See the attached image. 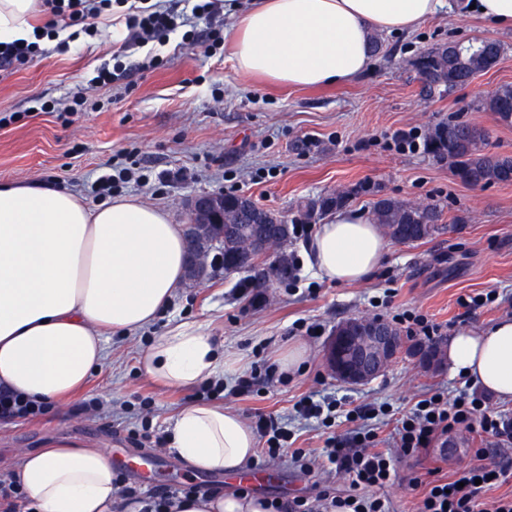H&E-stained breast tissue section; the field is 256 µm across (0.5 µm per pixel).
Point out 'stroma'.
Instances as JSON below:
<instances>
[{"instance_id":"stroma-1","label":"stroma","mask_w":512,"mask_h":512,"mask_svg":"<svg viewBox=\"0 0 512 512\" xmlns=\"http://www.w3.org/2000/svg\"><path fill=\"white\" fill-rule=\"evenodd\" d=\"M95 24L96 36H81L68 51L0 67V113L24 115L0 128V183L34 178L92 203L134 197L165 208L178 224L188 219L186 200L200 193L245 194L292 219L303 201L348 188L350 208L365 214L378 193L436 204L443 229L422 242L389 240L380 266L363 283L325 282L303 267L288 280H264L268 299L260 303L241 286L263 279L269 261L232 274L214 266L203 284L179 288L150 329L113 337L102 368L74 402L48 404L32 419L0 420V474L11 470L20 449L35 450L49 438L67 435L103 448L125 486L140 495L203 485L219 493L243 488L283 505L296 497L315 500L328 487L345 496L347 476L305 473L285 457L253 458L249 467L262 477L246 485L197 471L169 448V421L196 402L203 388H215L221 402L247 422L260 413L273 415L287 427L292 447L320 452L329 436L352 430L346 410L384 407L371 425L385 439L425 393L438 388L452 397L464 388V378L451 375L447 365L429 369L405 353L371 382L347 385L331 374L325 346L336 325L353 317L388 321L413 310L441 324L448 337L512 316V183L471 187L432 153L403 154L386 144L387 135L399 129L425 133L444 122H462L486 130L487 151L512 154V126L499 124L484 105L493 90L512 84V26L457 6L413 31L380 34V52L357 79L295 88L239 72L231 44L215 51L205 37L181 49L178 36H171L163 64L152 68L145 64L148 46L112 38L113 28L125 25L124 8L114 7ZM472 38L500 42L498 64L465 86L426 91L416 67L419 57ZM118 54L129 67L126 76L104 87L88 86L90 72ZM77 94L87 97L89 106L70 124L33 109L36 99L64 104ZM106 167H131L140 176L100 193L95 182ZM489 291L495 301L487 306L469 310L458 303ZM183 321L222 339L240 359L239 372L190 388H168L147 375L138 364L140 350ZM310 324L319 326V334L306 335ZM298 343L307 350L301 367L285 382L265 384V367L281 364ZM249 374L256 377L253 388L240 390V377ZM308 396L340 403L332 426L297 416L298 402ZM480 448L486 462L512 460V446L485 445L475 431L451 435L447 444H434L422 455L400 457L397 478L385 491L391 512H418L422 493L409 489L410 478H426L435 466L448 475L469 468ZM129 449L147 453L158 469L140 474L127 469Z\"/></svg>"}]
</instances>
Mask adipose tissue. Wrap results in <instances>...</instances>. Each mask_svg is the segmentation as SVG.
I'll use <instances>...</instances> for the list:
<instances>
[{
  "mask_svg": "<svg viewBox=\"0 0 512 512\" xmlns=\"http://www.w3.org/2000/svg\"><path fill=\"white\" fill-rule=\"evenodd\" d=\"M447 0H254L232 17L238 71L294 87L346 82L373 59L377 33L412 30ZM41 0H0V42L32 40ZM387 239L371 217L341 208L310 241L308 268L336 284L364 282ZM185 275L182 225L164 208L131 197L98 204L30 179L0 184V388L37 402L69 401L106 359L110 337L154 324ZM443 360L501 401H512V316L449 336ZM148 375L191 387L236 366L224 343L181 322L144 347ZM168 443L201 471L237 473L256 453L253 429L218 402L180 409ZM16 478L35 512H112L116 474L104 449L65 437L19 455ZM128 512H272L245 492L194 496L176 510L152 500Z\"/></svg>",
  "mask_w": 512,
  "mask_h": 512,
  "instance_id": "obj_1",
  "label": "adipose tissue"
}]
</instances>
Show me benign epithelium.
Instances as JSON below:
<instances>
[{
    "label": "benign epithelium",
    "mask_w": 512,
    "mask_h": 512,
    "mask_svg": "<svg viewBox=\"0 0 512 512\" xmlns=\"http://www.w3.org/2000/svg\"><path fill=\"white\" fill-rule=\"evenodd\" d=\"M191 220L185 225L188 243V276L192 282L205 280L211 254L224 239V194L197 195L189 199ZM398 337L378 323L349 322L327 344L326 360L336 378L362 385L377 377L397 355Z\"/></svg>",
    "instance_id": "obj_1"
}]
</instances>
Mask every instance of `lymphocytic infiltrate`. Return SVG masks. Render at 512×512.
Instances as JSON below:
<instances>
[{"label":"lymphocytic infiltrate","instance_id":"obj_1","mask_svg":"<svg viewBox=\"0 0 512 512\" xmlns=\"http://www.w3.org/2000/svg\"><path fill=\"white\" fill-rule=\"evenodd\" d=\"M47 4L54 14L78 25L81 34L93 37L97 34L93 18L110 10L112 0H47ZM223 13L224 0H172L168 5L153 0L152 4L132 7L128 13L127 40L135 45L154 42L164 47L171 34L177 33L181 36L180 47L190 48L195 44V33L188 30V23L194 19L210 22ZM372 414V409L365 406L348 410L346 418L354 425L351 437H329L323 457L291 450V459L300 470L312 472L322 463H329L350 478L353 492L340 497L327 491L314 504L296 500L289 504L288 512H389L378 491L395 477L397 455L425 451L462 428L479 431L501 444H512V420L494 411L486 397L476 391H464L452 399L438 390L426 393L401 419L391 452L378 448L377 434L368 425ZM510 477L511 468L479 463L424 485L411 479L410 487L423 491L420 512H512V499L488 502L482 497L486 488Z\"/></svg>","mask_w":512,"mask_h":512}]
</instances>
